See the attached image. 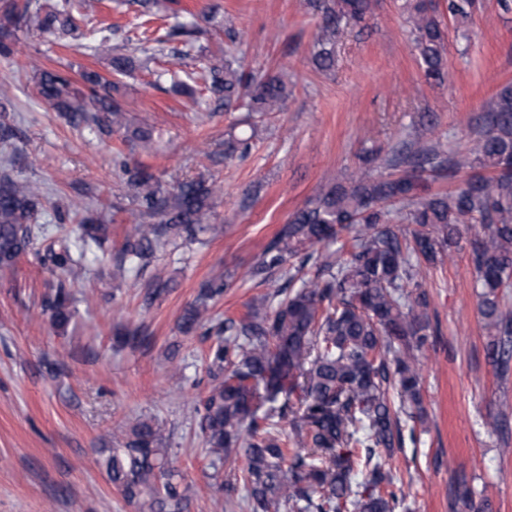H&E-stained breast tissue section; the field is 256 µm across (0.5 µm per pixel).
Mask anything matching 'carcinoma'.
I'll return each mask as SVG.
<instances>
[{
  "instance_id": "obj_1",
  "label": "carcinoma",
  "mask_w": 512,
  "mask_h": 512,
  "mask_svg": "<svg viewBox=\"0 0 512 512\" xmlns=\"http://www.w3.org/2000/svg\"><path fill=\"white\" fill-rule=\"evenodd\" d=\"M448 15L464 18L474 0H444ZM322 13L312 58L320 70L336 65V38L342 23L365 21L371 0H312ZM96 0H0V56L12 53L23 29L74 37L77 21L94 11ZM406 23L427 78L447 75V33L435 0H405ZM195 34L193 25L171 27L159 43L180 40L167 53V72L184 66ZM113 79L85 68L75 80L54 69L36 67L38 97L69 123L93 121L100 127L120 124L121 77L135 70L134 57L112 49ZM209 99L224 109L242 106L265 116L288 99L279 76L256 77L230 54L205 67ZM143 152L154 145L152 127L127 131ZM248 139L230 136L219 155L240 158ZM364 167L382 162L386 171L340 181L303 207L280 227L257 261L244 272L247 280H265L286 263L308 266L314 273L297 288L252 300L239 318L219 319L213 302L234 285L229 273H216L200 287L184 310L178 331L200 329L213 341L206 353L209 384L193 408L204 438L209 478L228 506L246 490L249 512H401L406 499L396 485L388 459L402 447L404 435L391 401L410 421L422 420L421 378L416 352L430 336L427 292L415 282L421 265L444 263L464 236L478 288V309L488 332V356L501 376L512 369V310L500 288L512 280V83L488 103L467 155L435 142L416 149H391L386 157L372 149L361 156ZM116 165L135 189V229L112 254V279L141 274L158 251L202 243L224 234L216 223L215 182L204 176L178 183L169 191L145 166ZM468 168L451 193H431L428 171L454 178ZM47 198L41 184L6 169L0 173V267L28 252L41 262L69 273L81 265L85 248L109 241L105 224L80 225L83 247L74 249L60 235L38 247L43 228L36 216ZM416 224L412 241L393 229L395 221ZM352 235L342 255L328 244ZM169 288L154 278L140 289L142 306H151ZM75 298L59 281L44 299L54 327L64 330L74 314ZM288 422L289 432L281 429ZM245 457L242 475L222 476L224 465ZM98 466L108 481L135 506L136 512H187L189 488L173 466L159 422L139 417L100 450ZM455 507L487 512L488 501H475L466 478L458 482Z\"/></svg>"
}]
</instances>
